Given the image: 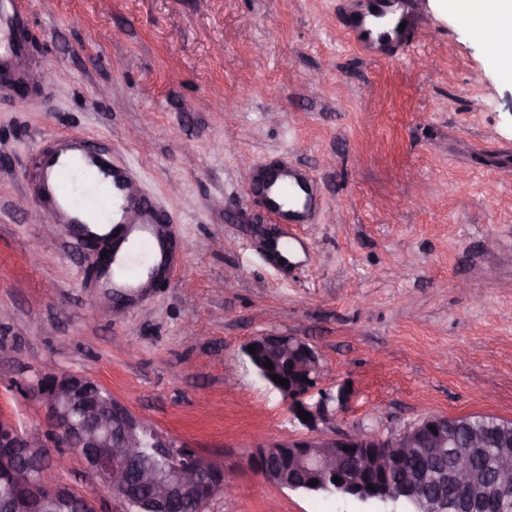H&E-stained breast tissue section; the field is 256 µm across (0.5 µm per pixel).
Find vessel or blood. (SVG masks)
<instances>
[{
  "label": "vessel or blood",
  "instance_id": "vessel-or-blood-1",
  "mask_svg": "<svg viewBox=\"0 0 512 512\" xmlns=\"http://www.w3.org/2000/svg\"><path fill=\"white\" fill-rule=\"evenodd\" d=\"M32 14L17 0H0V70L18 72L25 46L18 31L30 27ZM342 24L356 46L375 58L406 53L419 24L418 0H352ZM36 204L50 223L59 225L67 241L103 252L97 271L104 288L135 291L145 276L167 277L179 266L177 236L154 201L141 193L134 170L111 153L88 146L86 138H63L59 149L43 154ZM247 192L259 199L276 224H310L323 208L312 173L282 161L255 165ZM288 232L270 240L265 257L292 268L290 254L302 246Z\"/></svg>",
  "mask_w": 512,
  "mask_h": 512
}]
</instances>
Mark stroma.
<instances>
[{"mask_svg":"<svg viewBox=\"0 0 512 512\" xmlns=\"http://www.w3.org/2000/svg\"><path fill=\"white\" fill-rule=\"evenodd\" d=\"M31 2L28 67L0 81V420L43 426L40 376H89L236 470L206 512H405L249 465L308 434L241 355L266 333L309 342L319 389L346 391L327 431L512 421V73L451 0H419L414 50L386 61L342 28L344 0ZM64 133L111 148L177 226L180 268L138 300L92 308L93 254L31 220L34 155ZM272 158L325 200L285 274L257 254L283 227L245 190Z\"/></svg>","mask_w":512,"mask_h":512,"instance_id":"35a3bbf8","label":"stroma"}]
</instances>
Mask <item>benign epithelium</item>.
I'll use <instances>...</instances> for the list:
<instances>
[{"mask_svg": "<svg viewBox=\"0 0 512 512\" xmlns=\"http://www.w3.org/2000/svg\"><path fill=\"white\" fill-rule=\"evenodd\" d=\"M255 353L244 351L265 376L267 357L300 356L298 370L306 380L301 385L277 390L290 404L292 417L309 429L318 428L329 416V404L343 402L338 395L323 393L314 402L312 396L323 367L316 350L305 341L286 335L265 334L248 342ZM48 423L45 428L18 430L0 420V481L17 490L15 496L4 500L7 512H44V507L61 498L70 500L73 512H100V493L107 492L124 501L131 479L148 489L149 499L156 512H165L174 498H192L202 488L209 491L207 500L234 489L232 475L225 467L201 456L187 446H174L121 402L106 398L99 384L91 378L72 372L52 370L38 383ZM306 412L305 421L298 412ZM157 450L167 461L165 476L151 470L132 472L134 449L143 443ZM455 436L448 428V417L428 415L402 433L381 438L364 431L345 435L320 433L283 441L272 446H257L248 456L252 464L266 462L288 452L292 467L307 477L330 480L340 472V462L348 453L369 448H384L386 453L371 456L366 462L390 471L401 465L417 448L448 452V465L418 471L411 479L393 482L388 498L412 497L423 488L432 486L435 494L429 497L427 512H496L512 495V453L499 450L489 459L494 480L489 488H473L474 455L454 448ZM349 451H344V448ZM79 452L87 473L94 483L90 491H80L67 484L51 482L46 470L67 468L64 449Z\"/></svg>", "mask_w": 512, "mask_h": 512, "instance_id": "7a95c632", "label": "benign epithelium"}]
</instances>
